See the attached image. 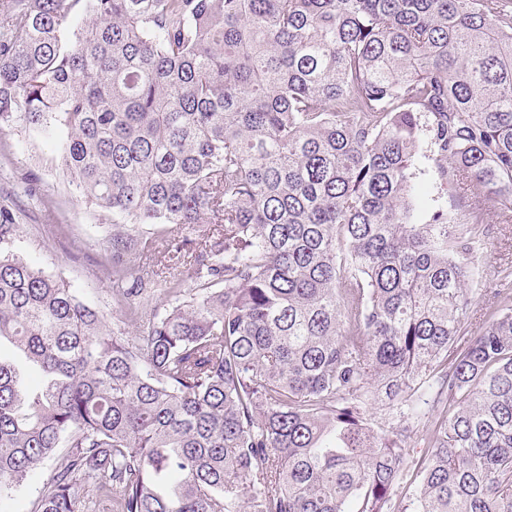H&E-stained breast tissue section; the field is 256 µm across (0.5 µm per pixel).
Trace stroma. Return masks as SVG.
I'll return each mask as SVG.
<instances>
[{
  "mask_svg": "<svg viewBox=\"0 0 512 512\" xmlns=\"http://www.w3.org/2000/svg\"><path fill=\"white\" fill-rule=\"evenodd\" d=\"M54 150L49 140H32L16 132L0 135V188L30 170L40 177L38 195L21 197L19 202V248L30 263L64 279L83 301L112 318V279L101 258L112 216L89 208L65 187L61 172L52 165ZM504 204V198L487 197L484 218L490 232L477 253L483 278L474 297L488 315L494 306L483 290L512 264V222L503 219Z\"/></svg>",
  "mask_w": 512,
  "mask_h": 512,
  "instance_id": "obj_1",
  "label": "stroma"
}]
</instances>
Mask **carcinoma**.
I'll use <instances>...</instances> for the list:
<instances>
[{
	"instance_id": "carcinoma-1",
	"label": "carcinoma",
	"mask_w": 512,
	"mask_h": 512,
	"mask_svg": "<svg viewBox=\"0 0 512 512\" xmlns=\"http://www.w3.org/2000/svg\"><path fill=\"white\" fill-rule=\"evenodd\" d=\"M14 131L112 213L118 313L1 192L0 501L55 456L32 512H512V270L467 288L512 0H0Z\"/></svg>"
}]
</instances>
